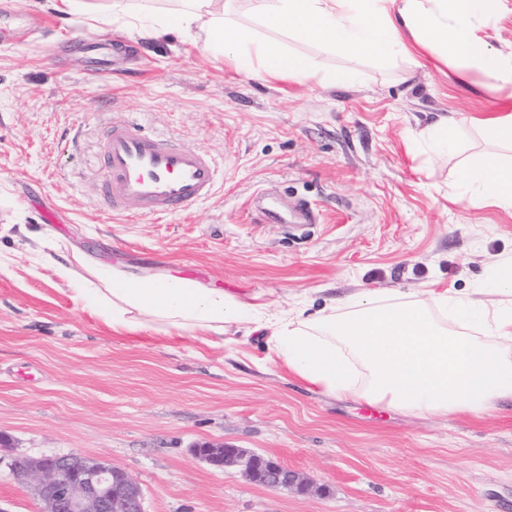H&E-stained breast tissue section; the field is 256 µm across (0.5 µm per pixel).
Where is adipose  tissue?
Segmentation results:
<instances>
[{
    "label": "adipose tissue",
    "instance_id": "adipose-tissue-1",
    "mask_svg": "<svg viewBox=\"0 0 512 512\" xmlns=\"http://www.w3.org/2000/svg\"><path fill=\"white\" fill-rule=\"evenodd\" d=\"M253 24L212 0H174L170 10L146 12L143 0H112V13L141 38L161 30L199 29L207 47L222 51L238 72L271 82L309 84L317 72L291 50L315 43L352 57L388 63L418 45L438 62L461 59L498 85L512 84V51L493 49L488 24L502 0H248ZM454 199L477 197L512 214V163L486 155L462 160ZM496 287L461 296L431 292L428 303L383 299L343 314L318 312L256 319L285 365L323 393L426 417L481 413L512 399V264L500 262ZM87 309L118 334H139L154 323L176 335H223L241 315L223 289L177 277H137L113 271L85 289Z\"/></svg>",
    "mask_w": 512,
    "mask_h": 512
}]
</instances>
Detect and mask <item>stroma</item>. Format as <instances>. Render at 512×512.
Segmentation results:
<instances>
[{
    "label": "stroma",
    "mask_w": 512,
    "mask_h": 512,
    "mask_svg": "<svg viewBox=\"0 0 512 512\" xmlns=\"http://www.w3.org/2000/svg\"><path fill=\"white\" fill-rule=\"evenodd\" d=\"M92 2L88 19L20 0L44 25L0 46V507L38 512L13 458L82 453L134 477L147 512H512L511 401L421 418L338 399L247 323L220 345L161 324L133 341L86 312L89 266L61 277L52 251L220 288L258 318L490 287V263L512 255V215L453 201L447 155L414 135L446 112L463 155L490 153L470 120L512 107V85L460 61L384 66L302 41L291 49L328 83L247 81L198 30L144 41L111 0ZM127 117L217 157L215 194L176 215H112L98 158ZM259 194L280 220L257 222ZM300 201L316 223L295 227ZM203 443L278 462L309 489L215 469L193 453Z\"/></svg>",
    "instance_id": "stroma-1"
}]
</instances>
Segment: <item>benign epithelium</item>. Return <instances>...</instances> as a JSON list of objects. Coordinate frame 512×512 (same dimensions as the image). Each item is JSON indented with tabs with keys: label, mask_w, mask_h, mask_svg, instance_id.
<instances>
[{
	"label": "benign epithelium",
	"mask_w": 512,
	"mask_h": 512,
	"mask_svg": "<svg viewBox=\"0 0 512 512\" xmlns=\"http://www.w3.org/2000/svg\"><path fill=\"white\" fill-rule=\"evenodd\" d=\"M195 454L216 469L237 467L268 488L308 490L294 470L237 448L205 443ZM15 478L28 488L39 512H147L139 484L126 471L80 453L12 460Z\"/></svg>",
	"instance_id": "1"
}]
</instances>
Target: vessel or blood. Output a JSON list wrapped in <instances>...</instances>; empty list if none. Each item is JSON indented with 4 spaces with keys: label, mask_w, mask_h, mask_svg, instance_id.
<instances>
[{
    "label": "vessel or blood",
    "mask_w": 512,
    "mask_h": 512,
    "mask_svg": "<svg viewBox=\"0 0 512 512\" xmlns=\"http://www.w3.org/2000/svg\"><path fill=\"white\" fill-rule=\"evenodd\" d=\"M19 0H0V39L22 41L31 23ZM101 196L109 210L137 205L148 215H174L207 200L218 182V165L209 154L183 147L131 123L104 133Z\"/></svg>",
    "instance_id": "vessel-or-blood-1"
}]
</instances>
